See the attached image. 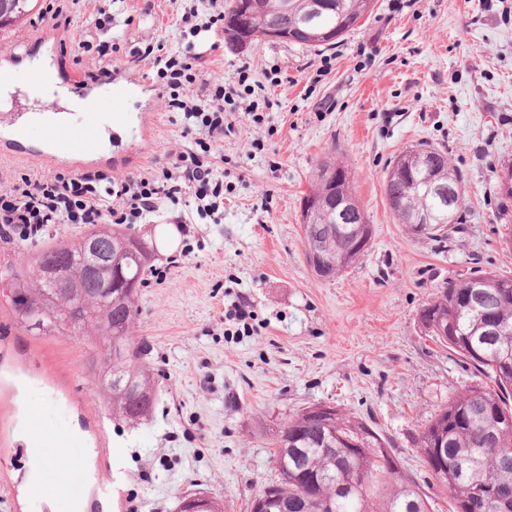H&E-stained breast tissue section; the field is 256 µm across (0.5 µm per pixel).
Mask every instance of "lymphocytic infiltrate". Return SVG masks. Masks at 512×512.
Listing matches in <instances>:
<instances>
[{
    "label": "lymphocytic infiltrate",
    "mask_w": 512,
    "mask_h": 512,
    "mask_svg": "<svg viewBox=\"0 0 512 512\" xmlns=\"http://www.w3.org/2000/svg\"><path fill=\"white\" fill-rule=\"evenodd\" d=\"M192 49L155 52L153 68L185 129L200 135L192 150L180 153L173 167L161 166L118 180L100 171L27 175L0 188V235L31 236L51 224H134L156 212L161 201L178 202L191 194L198 211L217 213L224 203V171L213 145L224 139V102L247 71L234 79L201 78Z\"/></svg>",
    "instance_id": "f902f5d3"
}]
</instances>
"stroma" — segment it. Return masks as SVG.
Instances as JSON below:
<instances>
[{"mask_svg": "<svg viewBox=\"0 0 512 512\" xmlns=\"http://www.w3.org/2000/svg\"><path fill=\"white\" fill-rule=\"evenodd\" d=\"M194 4L36 0L21 25L0 31V50L35 48L14 63L17 74L60 53L81 87L98 45L120 43L113 67L141 84L129 111L153 113L155 125L145 143L113 136L96 167L117 179L194 146L138 48L191 44L206 78L250 75L224 103L232 130L215 149L223 209L198 214L187 196L135 226L156 237L162 271L136 300L134 334L149 341L158 372L149 418H113L86 367L87 337L23 330L0 297V512H57L71 496L76 512H101L107 490L111 512H175L189 492L250 512L275 476L273 430L317 403L374 422L421 477L424 426L484 380L428 336L420 311L474 270L512 276V209L503 210L494 177L512 161V0H375L336 45L319 49L239 48L180 28L178 7ZM52 7L56 28L45 20ZM79 40L90 49L76 57ZM422 141L447 152L464 184L466 221L448 225L442 244L407 234L384 191L390 160ZM331 158L348 167L372 238L356 263L321 280L304 256L300 210ZM242 307L251 318L239 319ZM32 414L82 444L75 472L49 497L29 493L20 424Z\"/></svg>", "mask_w": 512, "mask_h": 512, "instance_id": "stroma-1", "label": "stroma"}]
</instances>
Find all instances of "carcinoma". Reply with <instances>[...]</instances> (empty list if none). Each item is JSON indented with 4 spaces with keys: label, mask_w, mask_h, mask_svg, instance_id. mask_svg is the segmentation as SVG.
Instances as JSON below:
<instances>
[{
    "label": "carcinoma",
    "mask_w": 512,
    "mask_h": 512,
    "mask_svg": "<svg viewBox=\"0 0 512 512\" xmlns=\"http://www.w3.org/2000/svg\"><path fill=\"white\" fill-rule=\"evenodd\" d=\"M33 0H18L0 13V30L15 25L31 11ZM254 26L279 31L300 29L304 34L291 42L307 47L329 46L332 31L342 37L354 22L371 11L373 0H258ZM234 8L224 13V39L243 47L244 29L231 20ZM429 161V174L441 186L439 195H427L419 185L420 175L403 163L406 152L394 157L386 169L385 193L397 222L416 223V217L431 214L435 227L425 235L435 240L446 224L463 223L464 198L461 175L445 151L415 145ZM354 195L348 170L336 160L318 166L309 195L319 201L313 224L304 228L305 245L329 240L331 259L358 244L365 213L338 215L335 202ZM112 244L134 240L141 247L119 256L121 276L112 288L88 285L91 301L81 317L71 309L66 291L55 282L40 281L35 271L10 274L12 312L22 328L46 332H74L92 338L100 352L92 365L112 382L127 386L123 393L103 389L112 416L136 424L157 404L154 368L147 361L149 344L134 336L136 298L146 284V275L157 256L154 239L132 228L110 227ZM80 237L46 245L30 256L31 267L61 259L75 273L82 265ZM430 319L448 326L436 341L462 361L490 378L492 384L468 388L442 408L424 426L419 449L431 448L440 435L448 436L442 459L427 454L429 475L448 491L452 512H500L498 502L486 492L512 489V277L492 271L477 272L450 280L425 306ZM110 321L119 330L104 335L102 324ZM273 461L278 484L288 497V512H433L431 497L399 460L377 464L390 447L388 439L371 424L336 409V416L316 419L314 407L303 408L274 433Z\"/></svg>",
    "instance_id": "1"
}]
</instances>
